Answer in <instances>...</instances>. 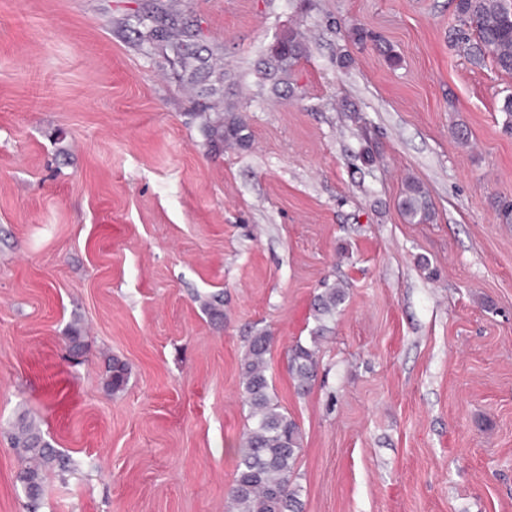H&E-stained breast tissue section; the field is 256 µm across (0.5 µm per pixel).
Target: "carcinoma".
Segmentation results:
<instances>
[{"label": "carcinoma", "instance_id": "carcinoma-1", "mask_svg": "<svg viewBox=\"0 0 512 512\" xmlns=\"http://www.w3.org/2000/svg\"><path fill=\"white\" fill-rule=\"evenodd\" d=\"M455 11L458 26L451 43L473 64L481 66L489 59L498 71L512 75V0H455ZM299 53L300 43L290 32L275 49L274 73L288 74V65ZM244 130V122L232 112L205 116L203 131L214 146L224 142L246 145ZM402 208L412 224L430 223L435 216L427 193L414 180L407 183ZM344 300V289L336 286L318 295L312 311L319 326L311 345L298 343L290 350L289 372L302 389L315 377L321 333ZM271 340L263 332L250 337L241 363L242 403L248 408L251 426L238 448L235 476L228 493L232 512H303L297 473L301 430L294 419L281 411L271 394L266 374ZM126 382L125 363L112 359L107 385L118 393ZM12 444L29 460L18 481L26 490V498L32 500L30 507L35 509L34 501L43 496L45 471L57 468L65 472L70 469L71 459L52 448L40 426L24 414L16 420Z\"/></svg>", "mask_w": 512, "mask_h": 512}]
</instances>
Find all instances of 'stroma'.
Masks as SVG:
<instances>
[{
    "mask_svg": "<svg viewBox=\"0 0 512 512\" xmlns=\"http://www.w3.org/2000/svg\"><path fill=\"white\" fill-rule=\"evenodd\" d=\"M457 25L454 0H0V512H28L22 413L76 462L37 512H229L259 331L303 512H512V76ZM227 109L246 147L208 145ZM410 177L433 223L402 216ZM337 283L298 389L289 350ZM300 49V43L293 31L281 39L275 49L274 59L276 64L273 67L274 74L287 75L288 67L291 66L293 60L297 59ZM345 300V291L340 287L326 288V290L318 295L313 304V316L319 323L318 328L311 336V345L304 346L297 343L289 353V372L298 382L301 389L308 387L314 379L318 365L319 340L327 328V321L332 318L336 309Z\"/></svg>",
    "mask_w": 512,
    "mask_h": 512,
    "instance_id": "stroma-1",
    "label": "stroma"
}]
</instances>
